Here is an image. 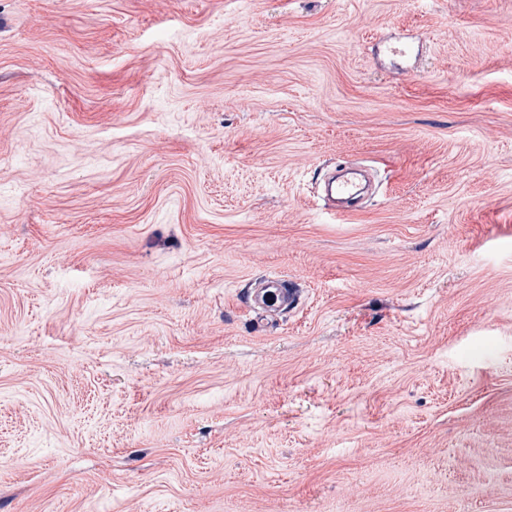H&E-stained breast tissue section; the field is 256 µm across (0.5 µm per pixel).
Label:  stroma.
Wrapping results in <instances>:
<instances>
[{
	"instance_id": "35a3bbf8",
	"label": "stroma",
	"mask_w": 512,
	"mask_h": 512,
	"mask_svg": "<svg viewBox=\"0 0 512 512\" xmlns=\"http://www.w3.org/2000/svg\"><path fill=\"white\" fill-rule=\"evenodd\" d=\"M0 512H512V0H0ZM345 176H336L334 173L326 181V197L336 205V198L342 203L338 210L339 217L352 216L354 211L351 208L355 206L354 200L358 199L364 193V186L353 172H347ZM301 290L279 274L265 275L255 281L247 299L248 311L266 324L278 322L283 313L295 309L300 301Z\"/></svg>"
}]
</instances>
